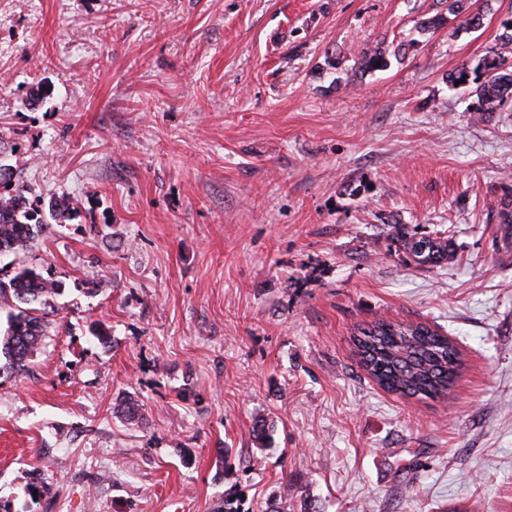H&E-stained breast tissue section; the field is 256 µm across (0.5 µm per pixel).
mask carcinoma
<instances>
[{"label": "carcinoma", "instance_id": "1", "mask_svg": "<svg viewBox=\"0 0 512 512\" xmlns=\"http://www.w3.org/2000/svg\"><path fill=\"white\" fill-rule=\"evenodd\" d=\"M448 14L457 24L451 36L467 33L480 25V14L471 13L465 0H444ZM405 47L398 44L392 51L366 50L361 55L365 71L388 66L386 55L403 56ZM500 61L487 60L471 68L462 64L450 75V84L465 81L477 84L478 118L498 111L512 99V75L498 74ZM10 166L0 164V255L17 253L31 247L45 225L44 213L32 207L24 192L12 188ZM73 203L65 196L49 201L48 213L59 220L69 218ZM399 247L419 265L438 264L453 256L446 239L415 238L394 226ZM8 289L15 300L16 312L9 314L7 326L0 330V373H21L41 348L49 321L42 306L58 294L61 284L44 278L33 267L20 265L9 280ZM355 353L361 367L383 390L402 398L435 400L447 395L460 375L463 360L455 344L445 335L422 323H403L380 319L353 337Z\"/></svg>", "mask_w": 512, "mask_h": 512}]
</instances>
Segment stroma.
Masks as SVG:
<instances>
[{
  "label": "stroma",
  "instance_id": "1",
  "mask_svg": "<svg viewBox=\"0 0 512 512\" xmlns=\"http://www.w3.org/2000/svg\"><path fill=\"white\" fill-rule=\"evenodd\" d=\"M471 9L454 38L419 28L439 0H0V162L75 205L0 256L62 285L0 375V512H220L232 486L247 512H512V103L478 121L448 82L512 0ZM382 317L454 340L447 396L360 368ZM384 50L385 51H362L361 67L363 68V70L367 72L383 70V68L388 66V60L386 59V55L392 54L395 58L401 57L405 52V47L404 44H397L396 46L393 47L392 52H389L387 49ZM395 238L399 247L419 265H432L448 260L453 256L454 249L448 239L408 236L398 225H394Z\"/></svg>",
  "mask_w": 512,
  "mask_h": 512
}]
</instances>
